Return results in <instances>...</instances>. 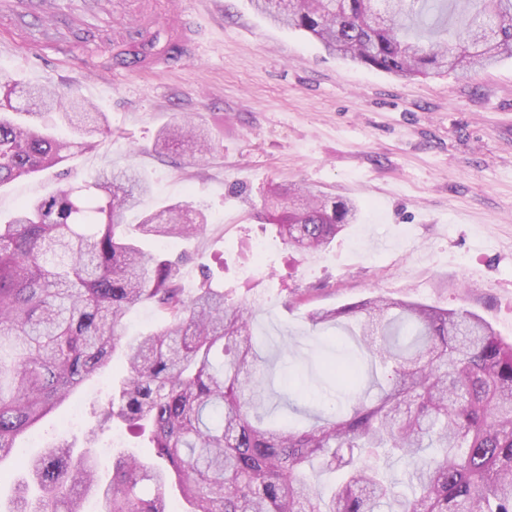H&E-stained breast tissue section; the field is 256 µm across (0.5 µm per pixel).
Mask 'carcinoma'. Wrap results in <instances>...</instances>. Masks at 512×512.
I'll list each match as a JSON object with an SVG mask.
<instances>
[{
  "label": "carcinoma",
  "instance_id": "1",
  "mask_svg": "<svg viewBox=\"0 0 512 512\" xmlns=\"http://www.w3.org/2000/svg\"><path fill=\"white\" fill-rule=\"evenodd\" d=\"M251 2L328 53L402 78L512 57V0H382L377 11L373 0ZM55 113L72 138L50 131ZM109 133L105 113L78 97L0 78V187ZM187 139L201 153L211 147L207 131L178 125L156 149ZM149 192L137 169L104 168L0 221V457L114 358L122 364L107 402L92 408L84 448L65 439L18 460L27 477L11 512H82L89 496L103 512H170V486L185 512H512V342L470 312L380 296L313 312L314 327L355 319L354 336L392 367L390 382L372 398L354 391V366L338 367L345 411L305 430L268 426L256 299L228 298L207 273L185 294L182 260L162 243L202 234L206 216L168 205L130 234L122 217ZM271 208L270 224L297 254L327 250L358 215L352 202L311 193ZM145 240L160 247L149 252ZM143 304L167 326L125 344L123 319ZM114 420L148 435L155 461L121 456L104 483L91 448ZM382 452L404 463L412 495L374 462ZM315 462L343 472L339 490L313 488Z\"/></svg>",
  "mask_w": 512,
  "mask_h": 512
}]
</instances>
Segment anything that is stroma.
I'll list each match as a JSON object with an SVG mask.
<instances>
[{
  "label": "stroma",
  "instance_id": "35a3bbf8",
  "mask_svg": "<svg viewBox=\"0 0 512 512\" xmlns=\"http://www.w3.org/2000/svg\"><path fill=\"white\" fill-rule=\"evenodd\" d=\"M198 29L183 56L148 72L97 55L92 68L33 58L7 47L0 76L73 91L106 113L111 134L68 164L0 188V216L81 182L104 167L135 166L152 187L141 211L174 203L202 210L198 237L172 245L185 255L186 288L202 268L225 291L254 287V332L270 381L264 413L309 426L339 410L322 374L327 362L355 363L361 385L384 382L344 328H313L312 312L374 296L468 311L512 341V58L461 77L400 79L328 54L310 35L271 24L249 0H181ZM208 127L213 147L160 154L168 125ZM274 186L318 191L360 212L325 252L291 254L272 231L263 203ZM268 252L254 262L250 246ZM112 375L83 385L36 427L42 442L73 439L92 426Z\"/></svg>",
  "mask_w": 512,
  "mask_h": 512
}]
</instances>
